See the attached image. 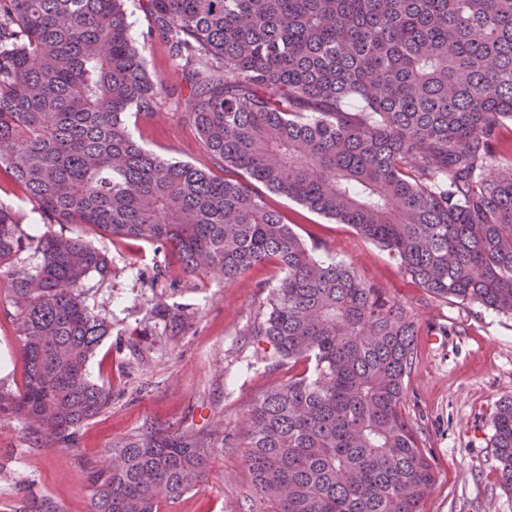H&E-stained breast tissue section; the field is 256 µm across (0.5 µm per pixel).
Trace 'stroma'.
Returning a JSON list of instances; mask_svg holds the SVG:
<instances>
[{
    "mask_svg": "<svg viewBox=\"0 0 512 512\" xmlns=\"http://www.w3.org/2000/svg\"><path fill=\"white\" fill-rule=\"evenodd\" d=\"M145 57L164 106L152 115L131 114L132 134L163 158L214 169L183 116L186 69L173 67L157 42ZM252 189L316 245L317 257L351 264L418 321L404 413L437 474L425 512H512V493L498 481L490 443L495 404L512 395V316L434 299L351 225L310 212L260 183ZM0 203L22 216L25 233L45 231L37 204L1 173ZM90 240L107 254L112 275L89 277L83 286L88 304L111 324L88 369L93 380L111 384L112 402L81 428L72 448L35 441L16 420L0 421V512H20L28 496L51 498L58 512H88L87 463L110 461L114 444L151 429L193 433L212 449L205 479L161 512H254L251 477L237 447L240 431L252 402L292 374L264 358L248 334L268 306L277 267L254 265L227 285L186 274L171 254L149 243L96 234ZM160 264L166 276L158 280ZM161 301L182 304L190 316L178 336H170L154 312ZM10 310L1 287L0 379L18 386L23 360Z\"/></svg>",
    "mask_w": 512,
    "mask_h": 512,
    "instance_id": "stroma-1",
    "label": "stroma"
}]
</instances>
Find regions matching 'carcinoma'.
<instances>
[{
  "label": "carcinoma",
  "mask_w": 512,
  "mask_h": 512,
  "mask_svg": "<svg viewBox=\"0 0 512 512\" xmlns=\"http://www.w3.org/2000/svg\"><path fill=\"white\" fill-rule=\"evenodd\" d=\"M0 0V172L51 224H84L172 250L224 284L256 264L280 272L254 343L308 362L256 398L243 462L268 512H424L436 473L402 412L420 326L342 261H322L250 181L351 225L435 299L512 315V0ZM191 65L185 117L220 177L164 159L129 132L162 96L144 49ZM0 204L22 384L0 383V420L71 448L112 401L87 366L110 325L84 299L109 258L82 235L45 231L40 263ZM154 312L170 335L176 303ZM491 443L512 492V396ZM212 449L150 430L89 473V512H160L201 482Z\"/></svg>",
  "instance_id": "1"
}]
</instances>
